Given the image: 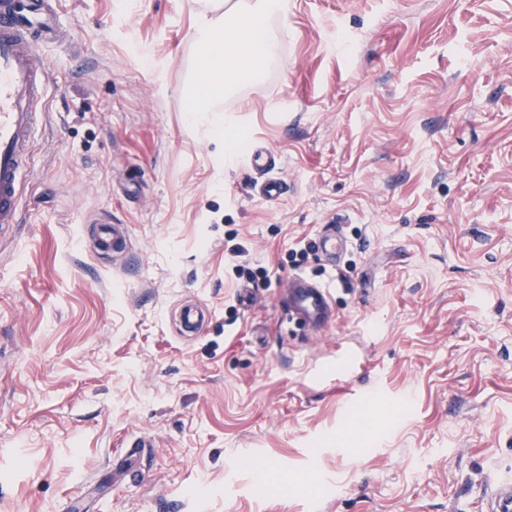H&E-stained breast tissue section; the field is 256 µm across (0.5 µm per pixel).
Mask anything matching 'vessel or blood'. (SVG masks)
Instances as JSON below:
<instances>
[{
  "mask_svg": "<svg viewBox=\"0 0 512 512\" xmlns=\"http://www.w3.org/2000/svg\"><path fill=\"white\" fill-rule=\"evenodd\" d=\"M56 12L53 0H0V230L20 223V190L28 168L33 140L34 116L42 102L49 76L38 53V44L52 36L49 18ZM251 169L265 174L259 193L277 200L283 182L271 174L274 155L265 147L252 148L247 156ZM342 217L323 225L317 249L327 265L338 267L347 249L340 226ZM126 225L103 224L97 247L113 255L122 254L128 245ZM332 293L328 285L307 276L289 277L285 289L288 314L301 317L314 332L321 333L335 321ZM211 316L198 303L184 305L178 315L179 331L185 336L199 335ZM485 512H512V480L489 483L484 498Z\"/></svg>",
  "mask_w": 512,
  "mask_h": 512,
  "instance_id": "1",
  "label": "vessel or blood"
}]
</instances>
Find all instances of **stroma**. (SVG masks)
<instances>
[{
    "instance_id": "stroma-1",
    "label": "stroma",
    "mask_w": 512,
    "mask_h": 512,
    "mask_svg": "<svg viewBox=\"0 0 512 512\" xmlns=\"http://www.w3.org/2000/svg\"><path fill=\"white\" fill-rule=\"evenodd\" d=\"M57 13L0 235V512H481L512 478V0H288L279 61L203 121L190 0ZM338 214L339 267L293 269ZM296 271L334 288L323 337L284 319ZM102 224V231L97 239V247L102 251H112V255L122 254L128 245V229L125 224ZM210 317L211 313L205 306L199 303L186 304L179 311V331L183 336H197Z\"/></svg>"
}]
</instances>
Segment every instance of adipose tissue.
Listing matches in <instances>:
<instances>
[{
  "label": "adipose tissue",
  "mask_w": 512,
  "mask_h": 512,
  "mask_svg": "<svg viewBox=\"0 0 512 512\" xmlns=\"http://www.w3.org/2000/svg\"><path fill=\"white\" fill-rule=\"evenodd\" d=\"M287 0H204L192 35L200 63L190 85L187 110L196 119L214 111L241 79H260L279 46L267 22Z\"/></svg>",
  "instance_id": "adipose-tissue-1"
}]
</instances>
